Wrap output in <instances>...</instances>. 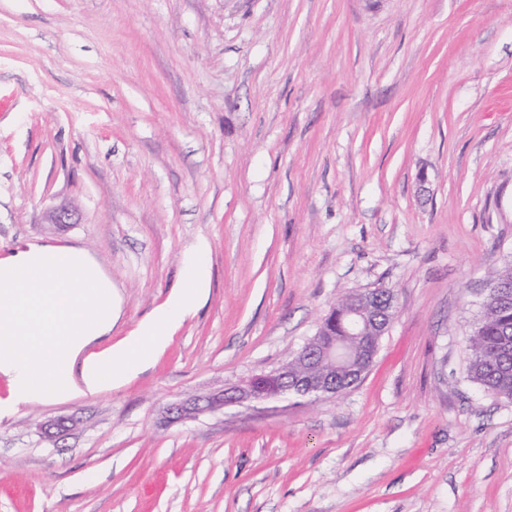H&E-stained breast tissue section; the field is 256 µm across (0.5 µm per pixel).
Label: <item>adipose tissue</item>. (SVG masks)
I'll use <instances>...</instances> for the list:
<instances>
[{
    "label": "adipose tissue",
    "mask_w": 512,
    "mask_h": 512,
    "mask_svg": "<svg viewBox=\"0 0 512 512\" xmlns=\"http://www.w3.org/2000/svg\"><path fill=\"white\" fill-rule=\"evenodd\" d=\"M208 251L199 242L169 299L129 335L95 352L91 344L109 335L119 313L99 262L77 246L35 242L0 257V373L11 383L0 413L20 402L96 396L129 383L201 306L210 282Z\"/></svg>",
    "instance_id": "ef3b65f1"
}]
</instances>
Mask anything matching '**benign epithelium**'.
Listing matches in <instances>:
<instances>
[{
    "label": "benign epithelium",
    "mask_w": 512,
    "mask_h": 512,
    "mask_svg": "<svg viewBox=\"0 0 512 512\" xmlns=\"http://www.w3.org/2000/svg\"><path fill=\"white\" fill-rule=\"evenodd\" d=\"M44 220L55 227L73 224L77 221V212L69 205H60L49 210ZM394 309V299L388 295L368 292L355 295L342 318L345 338L328 335L320 328L297 352L296 359L301 365L311 368L308 374L299 375L284 363L268 373L252 376L220 392L177 403L168 409V413L176 419H186L221 410L227 405L250 406L289 395L334 396L339 383L346 382L340 374L351 369V344L363 347L364 357H375L380 337L386 333L393 319Z\"/></svg>",
    "instance_id": "benign-epithelium-1"
}]
</instances>
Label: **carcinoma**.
Returning a JSON list of instances; mask_svg holds the SVG:
<instances>
[{"mask_svg":"<svg viewBox=\"0 0 512 512\" xmlns=\"http://www.w3.org/2000/svg\"><path fill=\"white\" fill-rule=\"evenodd\" d=\"M512 283V261L489 272L486 283ZM469 350L468 378L484 391L512 400V304L500 303L496 291L488 290L480 316L466 336Z\"/></svg>","mask_w":512,"mask_h":512,"instance_id":"1","label":"carcinoma"}]
</instances>
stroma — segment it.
<instances>
[{
  "label": "stroma",
  "mask_w": 512,
  "mask_h": 512,
  "mask_svg": "<svg viewBox=\"0 0 512 512\" xmlns=\"http://www.w3.org/2000/svg\"><path fill=\"white\" fill-rule=\"evenodd\" d=\"M0 94V256L87 249L121 301L95 349L210 245L153 366L0 416V512H512V402L466 374L512 259V0H0ZM377 287L395 316L347 392L168 418Z\"/></svg>",
  "instance_id": "35a3bbf8"
}]
</instances>
